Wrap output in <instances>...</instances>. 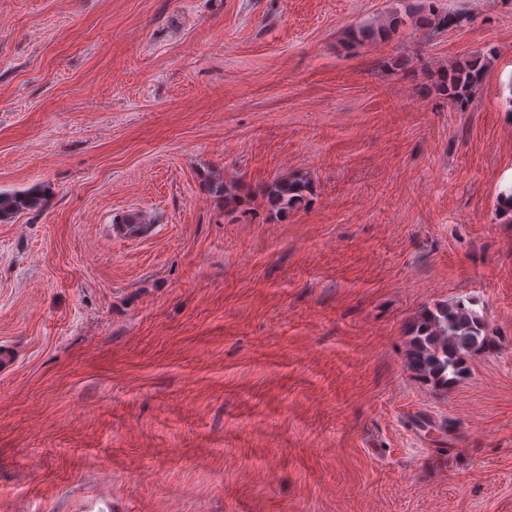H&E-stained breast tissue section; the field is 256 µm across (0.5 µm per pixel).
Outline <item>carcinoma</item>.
<instances>
[{"label":"carcinoma","mask_w":512,"mask_h":512,"mask_svg":"<svg viewBox=\"0 0 512 512\" xmlns=\"http://www.w3.org/2000/svg\"><path fill=\"white\" fill-rule=\"evenodd\" d=\"M439 0H425L416 11H428L434 27L448 29L460 23L457 12L444 10ZM483 68L478 62L464 61L451 65L442 73L440 92L448 102L464 111L469 106L481 79ZM308 183L301 179H278L266 187L267 198L286 210L299 202ZM39 188L24 191H0V220L19 212L35 209L42 204ZM498 215L512 224V189L499 195ZM492 342L485 334L484 319L462 301L438 305L425 310L416 324L409 352V366L421 378L441 387H448L468 372L464 356L476 350H486Z\"/></svg>","instance_id":"1"}]
</instances>
